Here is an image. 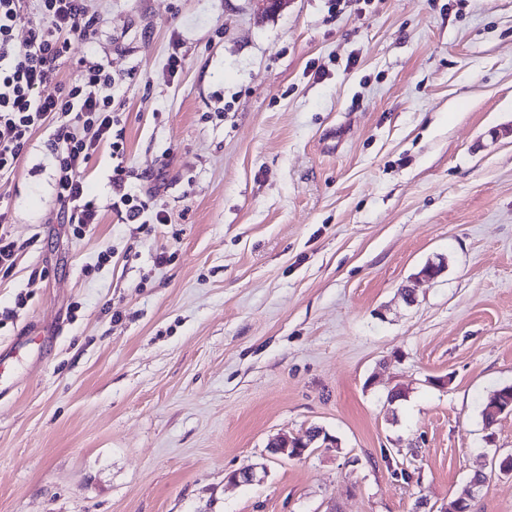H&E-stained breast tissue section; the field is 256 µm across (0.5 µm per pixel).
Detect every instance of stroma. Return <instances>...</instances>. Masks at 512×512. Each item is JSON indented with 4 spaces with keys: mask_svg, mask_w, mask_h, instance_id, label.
I'll list each match as a JSON object with an SVG mask.
<instances>
[{
    "mask_svg": "<svg viewBox=\"0 0 512 512\" xmlns=\"http://www.w3.org/2000/svg\"><path fill=\"white\" fill-rule=\"evenodd\" d=\"M86 5L40 93L104 64L124 154L79 238L49 130L0 176V512H512V0ZM125 168L119 164L112 170V210L121 215L126 224H150L148 219L143 220L149 210V203L137 196L124 191ZM115 194V198H114ZM124 215V216H123ZM491 408H496L497 412L489 410ZM481 414L487 431H492L503 415L512 414V386H503L491 392L483 401Z\"/></svg>",
    "mask_w": 512,
    "mask_h": 512,
    "instance_id": "obj_1",
    "label": "stroma"
}]
</instances>
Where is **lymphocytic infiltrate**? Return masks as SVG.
I'll list each match as a JSON object with an SVG mask.
<instances>
[{"mask_svg": "<svg viewBox=\"0 0 512 512\" xmlns=\"http://www.w3.org/2000/svg\"><path fill=\"white\" fill-rule=\"evenodd\" d=\"M36 2L37 16L31 20L27 0H0V174L14 170L35 131L50 127L55 198L79 236L99 219L83 179L85 169L101 143H110L113 155L124 153L112 139L118 121L109 93L112 75L103 64L83 61L78 76L59 95L41 96V86L59 70L70 37L91 44L97 28L86 15L84 0ZM24 22L29 36L19 43L14 32Z\"/></svg>", "mask_w": 512, "mask_h": 512, "instance_id": "obj_1", "label": "lymphocytic infiltrate"}]
</instances>
